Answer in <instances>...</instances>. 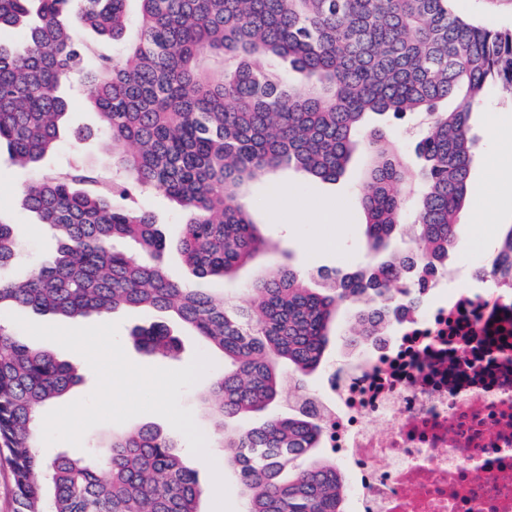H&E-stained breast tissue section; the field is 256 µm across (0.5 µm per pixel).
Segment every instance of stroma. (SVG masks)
<instances>
[{
	"instance_id": "35a3bbf8",
	"label": "stroma",
	"mask_w": 512,
	"mask_h": 512,
	"mask_svg": "<svg viewBox=\"0 0 512 512\" xmlns=\"http://www.w3.org/2000/svg\"><path fill=\"white\" fill-rule=\"evenodd\" d=\"M453 8L458 15L485 27L512 29V0H453ZM492 120L505 128L512 126V99L496 91L481 101L480 110L474 115L476 145L471 164V195L480 200L481 206L474 210L462 209L458 216L452 254L456 262L470 261L478 254L476 241L489 233L501 235L512 225V180H502L495 171L498 162L512 159V138L490 139L487 125ZM76 165L104 170L112 167V146L99 131L96 111L80 92L72 95L58 147L44 161L43 168L65 170ZM364 165V157H357L346 174L333 183L313 180L293 167L279 169L273 176H263L254 182L249 200L252 217L263 236L276 246L284 264L313 273L321 267L351 270L366 260L364 216L360 205ZM30 177V172L11 167L6 157L0 156V216L16 225L22 244L21 258L11 270L16 277L37 269L55 252V243L44 226L22 205L20 193ZM137 203L140 208L153 212L170 242L165 261L174 279L195 288L223 293L228 301L240 296L252 279L251 270H243L233 282L193 277L176 246L179 226L184 222L183 213L168 199L153 193L140 195ZM109 320L118 324L123 350L136 364L177 369L186 366L196 352H205L213 367L183 394L181 403L191 410L203 434L212 435L208 411L201 398L213 380L223 374V354L208 348L201 337L172 320L168 328L180 340V354L175 359L155 357L139 349L131 336L135 327L151 322L149 313L119 309ZM14 335L24 344L49 351L78 370L80 382L56 399V406L82 399L94 390L96 377L81 355L57 343L34 339L19 328Z\"/></svg>"
}]
</instances>
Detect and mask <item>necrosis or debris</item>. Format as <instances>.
Returning a JSON list of instances; mask_svg holds the SVG:
<instances>
[{"instance_id": "4bbe7bcc", "label": "necrosis or debris", "mask_w": 512, "mask_h": 512, "mask_svg": "<svg viewBox=\"0 0 512 512\" xmlns=\"http://www.w3.org/2000/svg\"><path fill=\"white\" fill-rule=\"evenodd\" d=\"M479 267L428 277L416 313L324 378L355 512H512V287L479 291Z\"/></svg>"}]
</instances>
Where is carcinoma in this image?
Masks as SVG:
<instances>
[{
  "label": "carcinoma",
  "instance_id": "carcinoma-1",
  "mask_svg": "<svg viewBox=\"0 0 512 512\" xmlns=\"http://www.w3.org/2000/svg\"><path fill=\"white\" fill-rule=\"evenodd\" d=\"M128 0H0V148L15 167L54 151L74 80L112 141L113 171L75 167L25 185L23 206L58 242L53 263L21 280L0 276V312L29 307L66 319L118 308L157 321L134 336L146 352L179 351L175 315L224 353L208 401L217 447L235 469L246 512H344L346 478L318 453L322 423L298 406L324 363L332 324L352 307L350 345L364 348L420 303L405 287L448 267L470 192L472 114L491 89L512 96V31L464 19L452 0H137V40L121 58L89 56L91 29L123 39ZM274 56L300 85L266 74ZM426 113L411 168L372 116ZM373 158L362 195L368 261L310 274L270 253L240 203L255 177L295 166L335 182L355 151ZM153 191L183 212L179 246L198 278L230 279L260 254L261 275L238 300L171 280L166 237L134 206ZM413 207L412 233L396 232ZM119 240L134 250L116 247ZM21 244L0 219V269ZM512 283V226L484 264ZM80 381L73 366L19 343L0 322V451L17 512H199L202 490L175 438L152 425L113 435L100 458H44L40 410ZM284 415L232 430L268 406Z\"/></svg>",
  "mask_w": 512,
  "mask_h": 512
}]
</instances>
